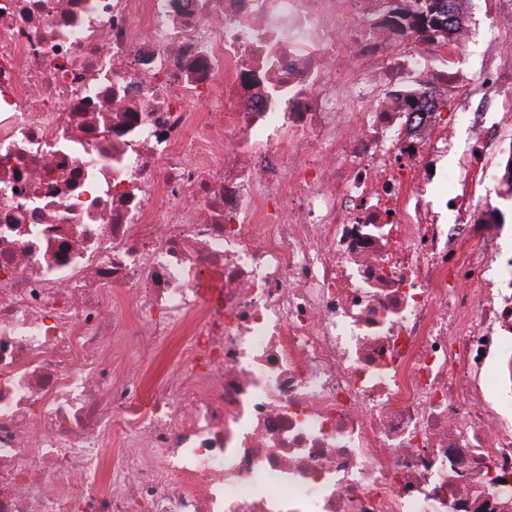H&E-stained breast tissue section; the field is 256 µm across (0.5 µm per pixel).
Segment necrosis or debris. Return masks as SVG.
Returning <instances> with one entry per match:
<instances>
[{"label":"necrosis or debris","mask_w":512,"mask_h":512,"mask_svg":"<svg viewBox=\"0 0 512 512\" xmlns=\"http://www.w3.org/2000/svg\"><path fill=\"white\" fill-rule=\"evenodd\" d=\"M393 3L0 0V512H512V256L429 196L493 133L375 96L470 109ZM177 345L172 342H166L160 347L156 358L148 362L145 367L146 375L154 382L162 379L167 373L175 370L177 364Z\"/></svg>","instance_id":"4bbe7bcc"}]
</instances>
